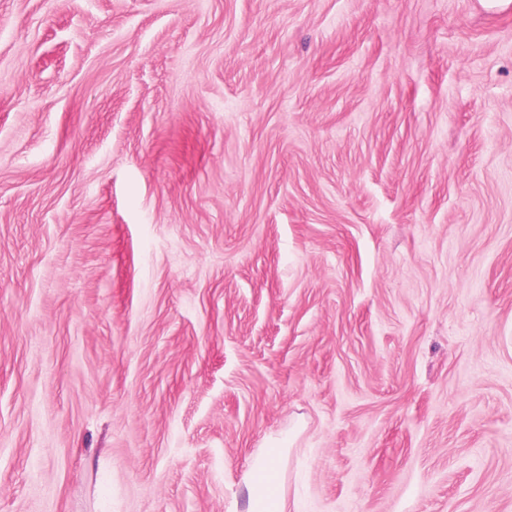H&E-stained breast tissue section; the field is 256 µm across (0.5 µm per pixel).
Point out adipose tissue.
<instances>
[{
  "instance_id": "obj_1",
  "label": "adipose tissue",
  "mask_w": 512,
  "mask_h": 512,
  "mask_svg": "<svg viewBox=\"0 0 512 512\" xmlns=\"http://www.w3.org/2000/svg\"><path fill=\"white\" fill-rule=\"evenodd\" d=\"M283 452L281 448L257 456L244 480L247 494V512H287L284 490L274 487L282 476Z\"/></svg>"
}]
</instances>
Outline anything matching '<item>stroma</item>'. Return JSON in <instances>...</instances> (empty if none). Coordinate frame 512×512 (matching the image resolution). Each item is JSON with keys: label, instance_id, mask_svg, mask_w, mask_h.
<instances>
[{"label": "stroma", "instance_id": "1", "mask_svg": "<svg viewBox=\"0 0 512 512\" xmlns=\"http://www.w3.org/2000/svg\"><path fill=\"white\" fill-rule=\"evenodd\" d=\"M512 512V4L0 0V512ZM282 463L283 452L279 446L254 459L244 480L248 501L247 512H287L282 483L279 482L277 491L274 489V481L281 480Z\"/></svg>", "mask_w": 512, "mask_h": 512}]
</instances>
